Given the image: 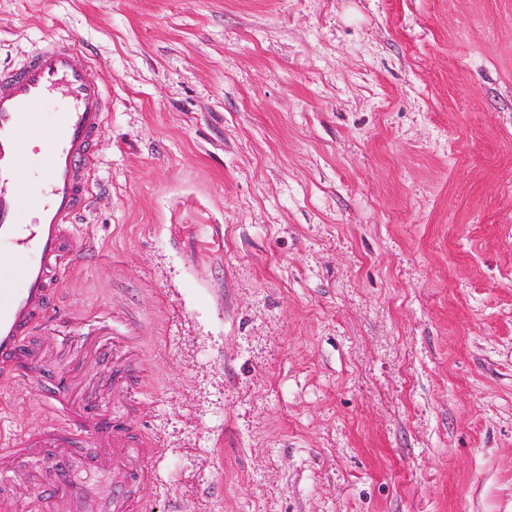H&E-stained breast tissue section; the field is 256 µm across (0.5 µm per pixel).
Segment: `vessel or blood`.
<instances>
[{"label": "vessel or blood", "instance_id": "obj_1", "mask_svg": "<svg viewBox=\"0 0 512 512\" xmlns=\"http://www.w3.org/2000/svg\"><path fill=\"white\" fill-rule=\"evenodd\" d=\"M62 92L64 103L51 130L39 114L47 100ZM108 93L97 66L81 59L75 44L42 48L20 67L0 70V369L28 359L42 368L29 343L40 323L56 313L67 269L92 246L75 234L77 218L89 201V170L95 141L105 121ZM47 141L40 159L21 154V133ZM41 166V183H32L33 166ZM28 223H21V216ZM46 417L24 434L0 438V470L29 462L54 448L76 453L99 436L85 408L62 389L43 394ZM108 459L90 457L89 468L108 471L116 490L105 512H145L143 502H129L127 482L149 483L151 441L142 432L113 431Z\"/></svg>", "mask_w": 512, "mask_h": 512}]
</instances>
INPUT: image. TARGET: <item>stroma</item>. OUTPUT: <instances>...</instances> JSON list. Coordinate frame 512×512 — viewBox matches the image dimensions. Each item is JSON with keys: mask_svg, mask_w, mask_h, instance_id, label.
Masks as SVG:
<instances>
[{"mask_svg": "<svg viewBox=\"0 0 512 512\" xmlns=\"http://www.w3.org/2000/svg\"><path fill=\"white\" fill-rule=\"evenodd\" d=\"M66 38L112 108L52 377L112 388L134 316L149 512H512V0H0V69ZM0 376V428L43 418ZM46 454L9 475L16 512Z\"/></svg>", "mask_w": 512, "mask_h": 512, "instance_id": "1", "label": "stroma"}]
</instances>
